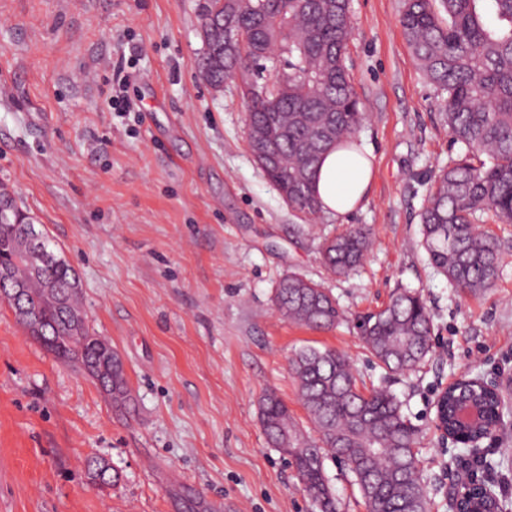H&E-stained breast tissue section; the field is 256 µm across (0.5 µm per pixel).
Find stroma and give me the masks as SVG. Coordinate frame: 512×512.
Here are the masks:
<instances>
[{"label": "stroma", "instance_id": "35a3bbf8", "mask_svg": "<svg viewBox=\"0 0 512 512\" xmlns=\"http://www.w3.org/2000/svg\"><path fill=\"white\" fill-rule=\"evenodd\" d=\"M204 0H0V188L74 269L90 331L115 349L134 405L113 406L0 301V512H318L259 404L273 390L318 439L289 360L344 352L358 386H388L417 431L429 512H449L448 467L467 459L434 426L441 389L493 381L507 408L482 443L512 512V224L492 288L463 295L436 274L418 214L431 176L457 160L441 94L399 24L401 0H351L346 65L364 114L373 181L347 216L310 222L252 157L235 83L214 90L195 60ZM362 265L331 274L320 246L357 226ZM321 284L342 320L315 330L282 316L275 288ZM421 294L433 349L415 372L383 369L356 327L398 291ZM119 478L90 479L86 461ZM336 512H367L348 468L324 462Z\"/></svg>", "mask_w": 512, "mask_h": 512}]
</instances>
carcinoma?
Segmentation results:
<instances>
[{
  "label": "carcinoma",
  "instance_id": "obj_1",
  "mask_svg": "<svg viewBox=\"0 0 512 512\" xmlns=\"http://www.w3.org/2000/svg\"><path fill=\"white\" fill-rule=\"evenodd\" d=\"M208 0L200 14L203 53L195 60L214 85L242 77L248 125L269 131L278 162L267 177L290 208L314 218L321 207L314 181L323 154L344 140L355 141L363 113L354 93L345 55L352 32L349 0H249L262 10L220 7ZM216 14L218 23L208 21ZM400 26L426 81L444 94V115L452 141L462 154L433 176L419 214L422 246L430 265L462 293L491 287L501 268L497 238L479 225L492 220L512 224V0H403ZM250 33L244 51L224 49V31ZM286 50L288 92L275 88L261 96L255 77L268 69L271 54ZM10 203L0 220V264L18 278L31 279L34 267L15 260L22 226L31 217L4 188ZM371 245L369 233L355 228L327 240L325 264L341 275L358 267ZM42 276L60 288L63 306L41 305L37 314L56 327L49 351L66 363L82 364L99 348L79 300V280L65 260ZM275 305L286 318L314 329H329L341 319L336 300L320 284L296 274L283 277ZM79 321V339H68L67 317ZM357 328L379 364L393 372L415 370L431 352L432 322L420 296L403 291L381 310L358 320ZM302 403L322 444L302 440L287 404L274 391L260 401V421L268 441L290 455L304 490L319 512H336L324 471L326 456L341 458L352 472L368 512H428L426 484L414 452L413 426L403 404L386 389L360 391L348 358L334 349L305 347L291 359ZM112 402L126 406L125 372L116 365ZM473 402L479 417L469 427L456 422V406ZM501 398L458 384L448 391V428L462 443L473 442L498 423ZM289 440H284L283 432ZM492 469L487 458L471 456L458 477L456 507L461 512H501L502 504L474 485L477 470Z\"/></svg>",
  "mask_w": 512,
  "mask_h": 512
}]
</instances>
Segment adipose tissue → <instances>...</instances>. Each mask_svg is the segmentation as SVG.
<instances>
[{"label": "adipose tissue", "instance_id": "adipose-tissue-1", "mask_svg": "<svg viewBox=\"0 0 512 512\" xmlns=\"http://www.w3.org/2000/svg\"><path fill=\"white\" fill-rule=\"evenodd\" d=\"M372 167V151L366 145L352 143L329 150L314 187L322 210L344 216L357 209L370 188Z\"/></svg>", "mask_w": 512, "mask_h": 512}]
</instances>
